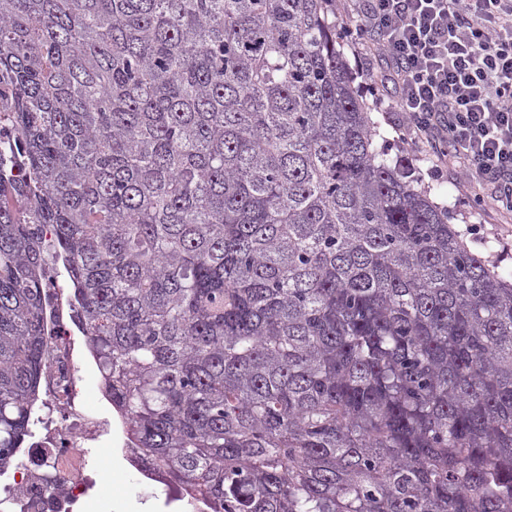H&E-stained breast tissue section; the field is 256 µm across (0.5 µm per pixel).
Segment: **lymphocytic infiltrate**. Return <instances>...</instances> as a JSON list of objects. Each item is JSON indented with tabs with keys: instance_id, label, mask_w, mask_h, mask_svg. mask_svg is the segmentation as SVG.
<instances>
[{
	"instance_id": "lymphocytic-infiltrate-1",
	"label": "lymphocytic infiltrate",
	"mask_w": 512,
	"mask_h": 512,
	"mask_svg": "<svg viewBox=\"0 0 512 512\" xmlns=\"http://www.w3.org/2000/svg\"><path fill=\"white\" fill-rule=\"evenodd\" d=\"M352 42L388 61L401 139L443 142L486 208L512 212V0H347Z\"/></svg>"
}]
</instances>
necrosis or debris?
Returning <instances> with one entry per match:
<instances>
[{"instance_id": "1", "label": "necrosis or debris", "mask_w": 512, "mask_h": 512, "mask_svg": "<svg viewBox=\"0 0 512 512\" xmlns=\"http://www.w3.org/2000/svg\"><path fill=\"white\" fill-rule=\"evenodd\" d=\"M45 290L46 358L41 386L45 406L25 447L15 449V463L0 471V512H76L92 496L100 477L88 470L91 457L122 447L106 406L90 410L87 376L94 372L84 339L73 318L70 289L49 262Z\"/></svg>"}]
</instances>
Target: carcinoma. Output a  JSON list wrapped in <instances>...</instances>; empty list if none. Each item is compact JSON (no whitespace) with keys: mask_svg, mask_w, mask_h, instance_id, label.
Wrapping results in <instances>:
<instances>
[{"mask_svg":"<svg viewBox=\"0 0 512 512\" xmlns=\"http://www.w3.org/2000/svg\"><path fill=\"white\" fill-rule=\"evenodd\" d=\"M345 41L336 0H0V468L51 224L126 447L177 494L512 512V270L376 140Z\"/></svg>","mask_w":512,"mask_h":512,"instance_id":"obj_1","label":"carcinoma"}]
</instances>
